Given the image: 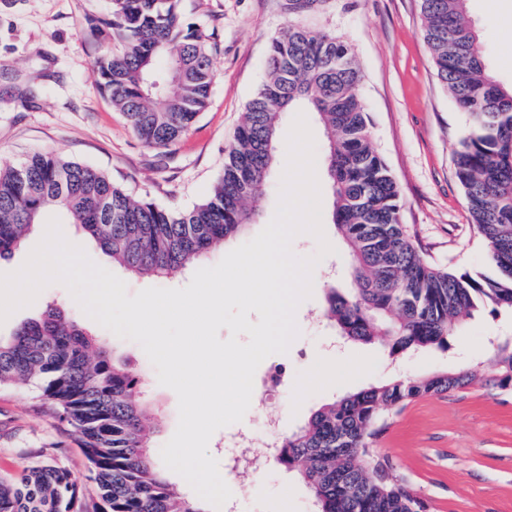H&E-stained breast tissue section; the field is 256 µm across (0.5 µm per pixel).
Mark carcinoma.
Masks as SVG:
<instances>
[{
	"label": "carcinoma",
	"instance_id": "cac0c4a2",
	"mask_svg": "<svg viewBox=\"0 0 512 512\" xmlns=\"http://www.w3.org/2000/svg\"><path fill=\"white\" fill-rule=\"evenodd\" d=\"M441 86L465 115L455 174L496 277L435 268L401 222L399 192L373 141L362 74L350 46L308 24L332 0H284L300 21L269 42L266 78L225 150L210 196L172 211L117 187L104 173L52 152L0 165V259L50 210L81 226L112 262L142 277L169 278L224 242L260 212L283 114L318 113L327 135L322 163L334 196L332 223L348 248L354 288L327 289L324 315L348 340L389 355L442 347L485 308L512 311V86L489 72L470 0H420ZM97 87L123 112L141 145L166 153L208 103L215 80L210 36L188 21L181 0H109ZM495 373L469 369L407 377L340 397L283 438L278 461L308 487L315 512H430L411 480L376 447L389 414L409 401L476 384L512 392V346H493ZM33 383L71 426L90 463L101 512H204L158 466L157 424L141 380L106 343L61 307H50L0 340V386ZM0 512H83L69 469L36 463L0 474Z\"/></svg>",
	"mask_w": 512,
	"mask_h": 512
}]
</instances>
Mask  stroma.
Here are the masks:
<instances>
[{"mask_svg":"<svg viewBox=\"0 0 512 512\" xmlns=\"http://www.w3.org/2000/svg\"><path fill=\"white\" fill-rule=\"evenodd\" d=\"M183 12L218 45L216 79L206 109L183 142L170 154L144 148L125 115L95 88L92 61L100 44L110 42L108 28L92 29L88 15L106 14L107 0H0V163L15 164L35 151H50L108 174L138 197L173 210L192 208L211 192L224 168L225 149L248 102L266 77L270 38L295 19L281 0H183ZM512 17V0L488 9L471 0L469 19L484 34L482 47L494 77L512 84V45L498 30ZM321 21L351 46L363 75V98L372 120L375 144L398 186L401 219L415 245L435 266L456 274L493 276L485 248L472 222L455 176L454 149L465 126L440 85L423 35L420 0H337ZM287 155L279 145L273 171L263 189L260 215L246 233L254 238L274 216ZM322 226L333 254L319 258L312 293L296 312L299 335L284 354L269 363L288 369V385L277 397L252 392L242 421L217 430L208 444L216 460L224 458V438L256 428L278 412L284 434L303 426L320 406L343 395L405 377L454 372L469 367L490 373V337L512 339V314L475 315L442 348L390 357L375 344L339 335L324 314L328 287L348 292V249L331 222L333 198L327 177L319 179ZM62 232L97 263L113 269L129 293L188 285L192 271L170 279L142 278L113 267L111 259L87 238L80 225ZM84 320L142 378L151 415L160 421L156 447H163L178 425V397L158 382L142 347L117 337L85 318L61 284L46 286L34 303L0 324L9 338L24 320L50 306ZM339 371V379L318 381L310 369ZM31 386L0 388V473L22 470L36 460L70 469L82 480L86 499L96 497L89 464L72 428L38 408ZM415 484L431 512H512V394L478 385L452 395L416 399L396 415L378 445ZM256 473L225 472L235 497L220 512H314L303 482L278 461V449H263Z\"/></svg>","mask_w":512,"mask_h":512,"instance_id":"35a3bbf8","label":"stroma"}]
</instances>
